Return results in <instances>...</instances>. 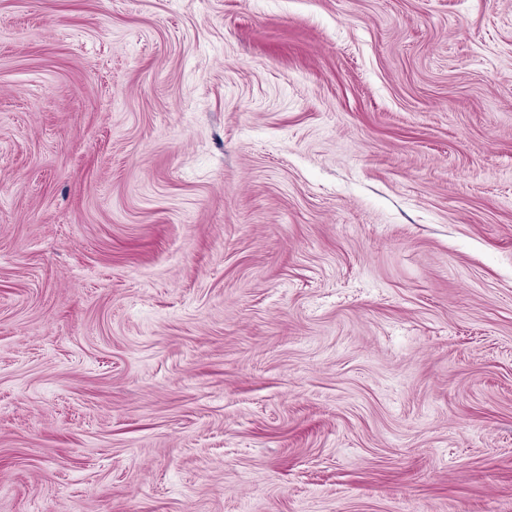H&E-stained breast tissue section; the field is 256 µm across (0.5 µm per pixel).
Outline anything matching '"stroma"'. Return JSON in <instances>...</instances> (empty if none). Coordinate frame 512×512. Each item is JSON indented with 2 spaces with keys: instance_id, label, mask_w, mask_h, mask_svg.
Wrapping results in <instances>:
<instances>
[{
  "instance_id": "35a3bbf8",
  "label": "stroma",
  "mask_w": 512,
  "mask_h": 512,
  "mask_svg": "<svg viewBox=\"0 0 512 512\" xmlns=\"http://www.w3.org/2000/svg\"><path fill=\"white\" fill-rule=\"evenodd\" d=\"M0 512H512V0H0Z\"/></svg>"
}]
</instances>
